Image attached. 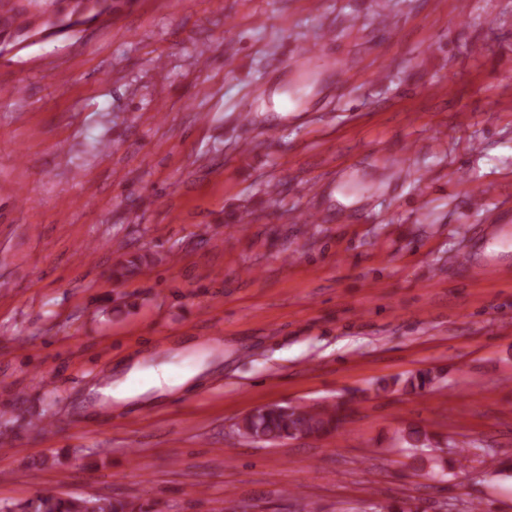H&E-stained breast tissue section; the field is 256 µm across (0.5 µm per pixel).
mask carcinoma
Returning <instances> with one entry per match:
<instances>
[{
	"instance_id": "1",
	"label": "carcinoma",
	"mask_w": 512,
	"mask_h": 512,
	"mask_svg": "<svg viewBox=\"0 0 512 512\" xmlns=\"http://www.w3.org/2000/svg\"><path fill=\"white\" fill-rule=\"evenodd\" d=\"M435 376L429 370H420L403 381L405 390H423L430 386ZM346 408L333 405L329 408L311 409L307 406H267L245 418L242 435H264L270 440L294 439L299 435L319 437L339 429L344 421ZM402 441L409 448L428 446L429 434L418 428H409L402 434ZM0 512H145L132 501L101 497H61L55 492L43 491L25 501L0 504Z\"/></svg>"
}]
</instances>
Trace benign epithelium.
<instances>
[{
    "instance_id": "7a95c632",
    "label": "benign epithelium",
    "mask_w": 512,
    "mask_h": 512,
    "mask_svg": "<svg viewBox=\"0 0 512 512\" xmlns=\"http://www.w3.org/2000/svg\"><path fill=\"white\" fill-rule=\"evenodd\" d=\"M27 4L29 0H0V46L9 43L19 46L63 29L76 28L91 21L94 12L101 18L111 15L106 4L94 7L87 0H65L62 6L39 16V25L19 32L10 24V12L25 9Z\"/></svg>"
}]
</instances>
